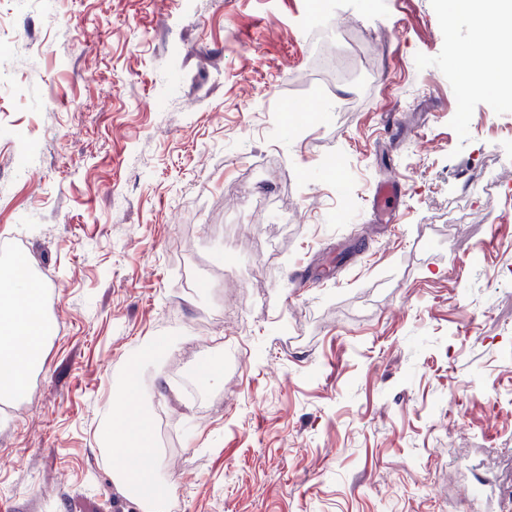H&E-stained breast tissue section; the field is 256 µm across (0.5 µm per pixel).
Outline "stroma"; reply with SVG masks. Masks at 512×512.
<instances>
[{"label": "stroma", "instance_id": "1", "mask_svg": "<svg viewBox=\"0 0 512 512\" xmlns=\"http://www.w3.org/2000/svg\"><path fill=\"white\" fill-rule=\"evenodd\" d=\"M316 2L0 0V257L53 323L0 512H139L97 434L147 338L180 512H512V108L456 82L487 39L449 0L308 35ZM403 189L395 181H384L377 185L374 192V204L377 211L391 213L401 204Z\"/></svg>", "mask_w": 512, "mask_h": 512}]
</instances>
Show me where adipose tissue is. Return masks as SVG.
<instances>
[{
  "label": "adipose tissue",
  "mask_w": 512,
  "mask_h": 512,
  "mask_svg": "<svg viewBox=\"0 0 512 512\" xmlns=\"http://www.w3.org/2000/svg\"><path fill=\"white\" fill-rule=\"evenodd\" d=\"M47 334L40 292L31 283L0 276V398L21 396L38 364ZM123 429L103 428L99 438L115 465L113 478L141 512H162L168 488L160 482L156 449L147 443L148 424L137 409L115 405Z\"/></svg>",
  "instance_id": "1"
}]
</instances>
